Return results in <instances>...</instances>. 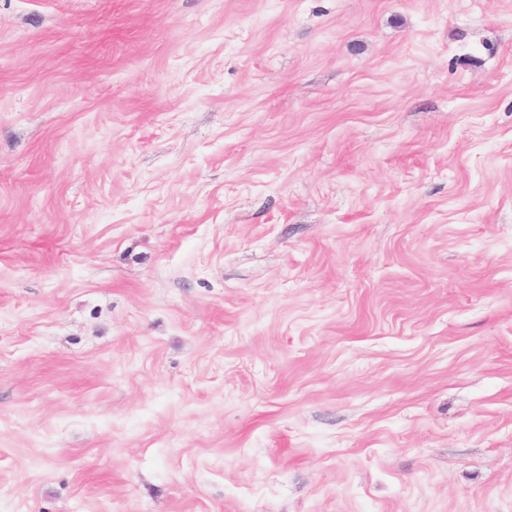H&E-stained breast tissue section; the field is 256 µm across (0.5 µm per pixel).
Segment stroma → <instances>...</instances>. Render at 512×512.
I'll return each instance as SVG.
<instances>
[{"mask_svg":"<svg viewBox=\"0 0 512 512\" xmlns=\"http://www.w3.org/2000/svg\"><path fill=\"white\" fill-rule=\"evenodd\" d=\"M0 512H512V0H0Z\"/></svg>","mask_w":512,"mask_h":512,"instance_id":"1","label":"stroma"}]
</instances>
